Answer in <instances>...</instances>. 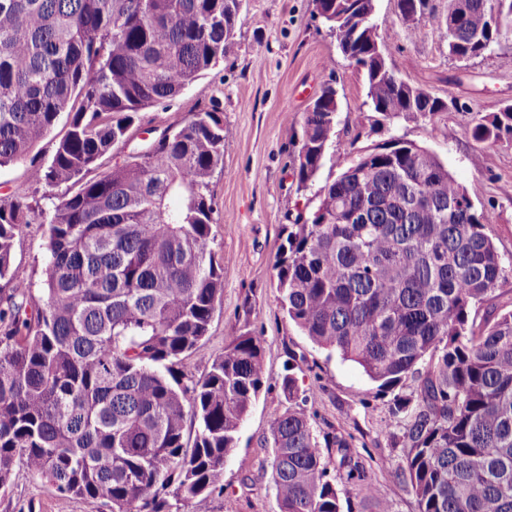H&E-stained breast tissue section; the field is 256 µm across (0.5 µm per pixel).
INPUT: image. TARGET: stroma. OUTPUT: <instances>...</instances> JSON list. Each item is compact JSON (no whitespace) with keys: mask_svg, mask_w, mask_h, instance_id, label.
Instances as JSON below:
<instances>
[{"mask_svg":"<svg viewBox=\"0 0 512 512\" xmlns=\"http://www.w3.org/2000/svg\"><path fill=\"white\" fill-rule=\"evenodd\" d=\"M374 22L389 63L410 84L451 100L432 119L376 123L365 106L366 91L355 64L338 55L315 0H246L235 28L232 54L202 75L172 102L138 113L131 140L116 144L112 160L126 161L151 142L158 130L191 113L219 104L232 135L224 143V169L214 178L213 233L224 255V297L203 345L183 363L200 376L225 341L250 331L262 341L264 386L224 461V494L214 512H277L265 436L270 420L286 401L281 384L293 371L308 396L316 435L344 436L364 466L366 484L337 480L353 512H378L369 497L373 485L393 486L391 512H416L412 494L394 483L403 455L399 428L390 422L394 394L370 381L355 363L328 357L288 319L278 301L275 256L283 228L318 204L316 191L332 181L360 153L396 136L434 152L467 190L475 207L494 215L487 232L505 262L512 263V139L493 144L474 139L483 117L512 104V37L484 56L457 61L448 54L444 30L421 22L404 25L397 0H377ZM333 84L340 111L333 140L335 161L325 162L311 189L300 191L293 162L306 112L326 84ZM57 125L26 161L0 167V203L39 199L52 209L67 186L45 191L28 169L47 164L62 136ZM45 266V226L22 225L12 248L17 279L40 283ZM55 488L16 466L0 512H57Z\"/></svg>","mask_w":512,"mask_h":512,"instance_id":"obj_1","label":"stroma"}]
</instances>
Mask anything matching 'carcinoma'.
<instances>
[{"instance_id":"cac0c4a2","label":"carcinoma","mask_w":512,"mask_h":512,"mask_svg":"<svg viewBox=\"0 0 512 512\" xmlns=\"http://www.w3.org/2000/svg\"><path fill=\"white\" fill-rule=\"evenodd\" d=\"M373 0H315L337 49L364 71L379 120H429L449 102L401 79ZM448 54L481 56L512 35V0H448ZM441 26L429 0H405ZM241 0H0V167L26 160L60 121L67 132L32 182L70 186L49 213L39 289L11 273L15 231L45 211L0 204V490L22 462L62 500L111 512H213L224 460L263 388L259 337L244 331L204 375L179 371L224 296L212 234L224 169L219 105L164 129L109 165L137 114L176 99L233 52ZM336 88L306 113L293 168L306 189L329 155ZM512 137V110L474 126ZM92 169L101 173L92 179ZM286 225L281 304L308 339L400 388L390 415L404 454L396 478L417 512H512V310L478 308L507 268L465 188L438 157L392 139L318 192ZM269 424L278 512H343L333 470L366 479L346 438L315 435L294 374ZM193 427V442L186 428Z\"/></svg>"}]
</instances>
